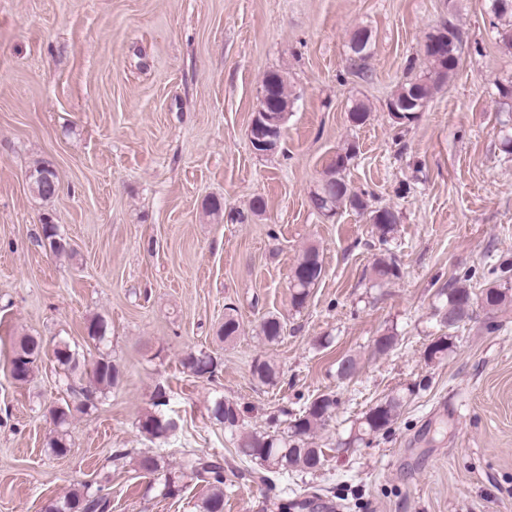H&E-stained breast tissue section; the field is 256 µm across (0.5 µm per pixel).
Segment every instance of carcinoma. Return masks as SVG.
<instances>
[{
	"label": "carcinoma",
	"instance_id": "obj_1",
	"mask_svg": "<svg viewBox=\"0 0 512 512\" xmlns=\"http://www.w3.org/2000/svg\"><path fill=\"white\" fill-rule=\"evenodd\" d=\"M445 31L446 43L444 54L428 49V41L433 33L425 36L421 47V55L427 64V70L415 77H408L400 82L388 103L404 104L416 102L410 107L414 113L426 109L434 94L447 83L455 74L457 65L454 64L453 54L461 52L462 37L459 28L450 21L440 24ZM374 42L371 31L358 27L351 33L349 40V67L358 73L365 71L367 60L371 57ZM264 83L268 85L272 98L283 106L293 103L289 88L288 77L281 70H270L264 74ZM371 107L362 99H357L350 107L349 121L354 126L363 125L370 116ZM354 156V148L348 147L336 156V163L321 180L316 190L309 196L310 207L320 212L327 208H351L358 212L367 210L363 195L353 189L345 179L344 172L349 161ZM57 178L56 171L46 161L37 160L29 168L30 190L39 199L47 202L52 196L44 194L39 189V181L43 173ZM370 221L379 232L382 242H388V235L397 224L396 213L387 207L369 212ZM324 270L320 252L311 245L304 249L298 258L289 281L291 303L295 308H301L307 302L311 290L322 279ZM375 284L382 286L400 277V266L397 260L385 255L376 260L373 265ZM467 275L454 278L448 283V289L439 293L441 305L437 308V317L441 325L454 329L460 323L472 319L475 307L493 312L512 302L509 289L499 285L489 284L476 292L469 285ZM240 324L235 315V309L229 308L224 314V324L218 329L217 336L230 342L238 335ZM88 338L101 342L108 331V323L100 316L92 317L86 326ZM283 333V325L275 315L263 319L260 324V334L269 343L277 341ZM452 347L451 337L439 336L429 344L426 356L429 359L443 358ZM45 355V346L38 336H24L18 342L11 360L10 377L13 381L24 383L33 373L35 364ZM53 356L59 366L68 373L79 369L80 362L77 354L66 342H61L53 349ZM183 366L193 375L200 377L204 374L214 376L219 363L217 358L200 352L189 353L183 359ZM358 361L352 356H346L338 361L336 375L340 380H347L357 371ZM252 375L261 383L273 385L277 382L279 371L276 364L270 360H257L252 366ZM91 388L83 391L84 400L76 406H57L50 410L52 421L57 426L65 425L73 412L88 408L93 394L106 393L122 383L124 372L119 364L107 355L93 362L89 369ZM337 399L333 393H324L314 398L303 414L296 418L289 428L283 432L254 431L243 428L241 412L238 405L230 400L219 398L210 408L211 417L224 425V431L236 439V453L245 460L254 461L261 469L254 471L255 479L261 483L269 481V475L281 476L293 473L312 474L320 470L325 460L322 448L313 446L316 432L323 428L332 418L336 409ZM405 405V396L401 393L392 394L374 406L362 417L358 426V436H371L388 430L400 415ZM139 429L151 439L166 440L177 428L176 421L159 411L150 413L139 419ZM195 480L204 484L205 492L198 504L199 512H224V458L217 455L198 454L193 450L181 453L178 467L164 474V496H176L184 486L185 480ZM308 498L292 493L290 497L278 500V512H295L307 505ZM44 512H109L110 499L101 491H89V485L73 488L67 495L58 500H50L43 506Z\"/></svg>",
	"mask_w": 512,
	"mask_h": 512
}]
</instances>
